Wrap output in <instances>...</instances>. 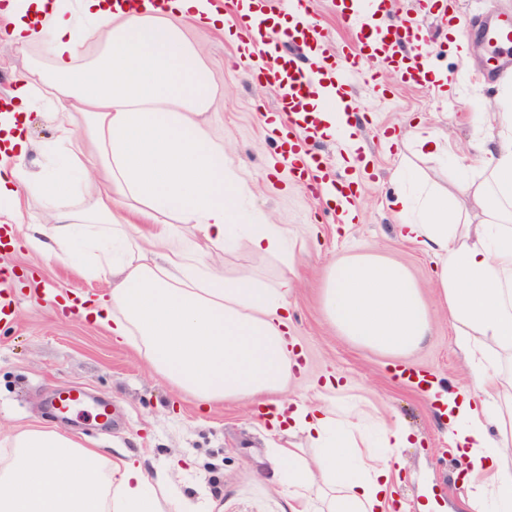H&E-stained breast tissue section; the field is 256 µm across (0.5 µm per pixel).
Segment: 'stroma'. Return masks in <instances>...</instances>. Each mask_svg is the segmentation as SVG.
<instances>
[{
  "mask_svg": "<svg viewBox=\"0 0 512 512\" xmlns=\"http://www.w3.org/2000/svg\"><path fill=\"white\" fill-rule=\"evenodd\" d=\"M311 10L332 52L349 51L352 36L340 21L336 0H311ZM392 16L422 20L421 59L430 73L446 75L448 83L406 84L389 67L362 62L351 90L363 115L358 152L364 165L345 166L337 142L324 139L313 145L334 171L360 186L358 218L349 225L337 221L323 199L281 164V145L265 123L276 102L274 89L254 85L223 33L199 26L185 27L184 33L201 48L216 77V103L205 121L212 139L224 145L229 162L252 187L245 208L270 223L287 225L292 237L299 286L289 299L291 336L303 350L294 396H314L332 380L340 403L367 414L372 437H379L384 423L400 420L423 440L400 452L403 512H457L466 490L448 423L436 402L400 381L395 371L401 366L427 371L443 393L466 386L470 372L448 314L435 300L434 258L398 237L390 202L408 177L454 187L462 146L484 133L473 111L495 97L496 62L512 60V47L491 56L480 30L467 28L462 35L470 45L469 57L449 52L448 20L436 0H393ZM44 59L41 48L22 51L0 36V98L31 62ZM372 72L380 75L379 84L368 81ZM430 133L449 149L442 159L421 154L414 143L416 136ZM354 254L394 260L418 284L433 331L415 352L398 357L377 353L341 336L326 321L320 305L323 269ZM0 264L12 270L15 291V314L0 323V428L60 429L110 458L120 449L138 453L148 474L168 469L180 512H289L287 497L261 476L273 438L259 415L233 401L202 409L193 397L176 395L168 381L153 375L131 346L115 344L104 328L60 310L61 292L92 297L107 290L106 279L80 277L67 265L14 246L0 254ZM243 267L270 282L285 269L279 258L254 253L244 240L224 254L226 272ZM70 387L108 401L110 419L56 414L54 394ZM176 458L183 462L181 469L169 470Z\"/></svg>",
  "mask_w": 512,
  "mask_h": 512,
  "instance_id": "35a3bbf8",
  "label": "stroma"
}]
</instances>
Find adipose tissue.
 <instances>
[{
	"mask_svg": "<svg viewBox=\"0 0 512 512\" xmlns=\"http://www.w3.org/2000/svg\"><path fill=\"white\" fill-rule=\"evenodd\" d=\"M225 16L215 0H0V35L41 47L50 62L16 81L0 118V217L21 224V199L38 197L41 216L21 225L23 247L112 280L84 301L83 318L200 402L258 400L272 429L305 435L312 458L284 446L268 458L269 482L292 512H390L391 473L412 432L390 422L378 454L328 392L288 397L296 277L268 284L224 271V248L240 234L254 252L288 253L287 227L253 223L242 205L250 184L205 129L216 79L183 27L220 28ZM38 106L54 123L45 155L65 159L40 175L27 165ZM478 118L488 131L470 145L459 182L471 206L448 190L402 187L391 212L399 237L434 255L436 299L471 364V387L447 398L448 437L465 462L463 512H512V373L501 366L512 352V80ZM173 222L191 225L192 240L173 235ZM322 308L340 334L390 356L415 351L432 329L408 271L376 256L329 263ZM5 440L0 512H163V480L136 454L108 459L55 429L12 430Z\"/></svg>",
	"mask_w": 512,
	"mask_h": 512,
	"instance_id": "obj_1",
	"label": "adipose tissue"
}]
</instances>
